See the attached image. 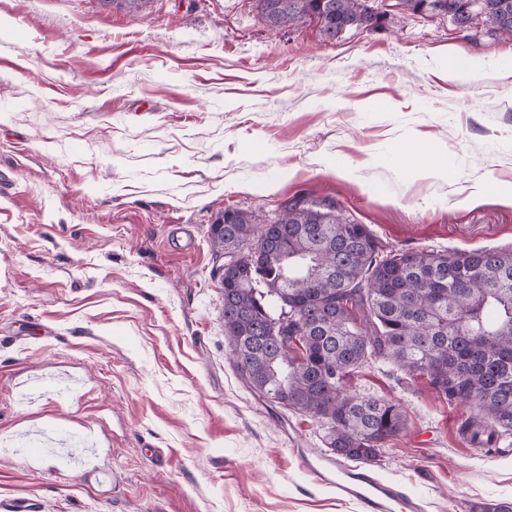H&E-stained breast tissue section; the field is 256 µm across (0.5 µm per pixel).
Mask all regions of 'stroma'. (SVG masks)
Here are the masks:
<instances>
[{"mask_svg": "<svg viewBox=\"0 0 512 512\" xmlns=\"http://www.w3.org/2000/svg\"><path fill=\"white\" fill-rule=\"evenodd\" d=\"M375 31L274 32L257 0H0V437L58 426L72 464L0 446V499L45 512H360L300 464L322 419L280 420L226 353L209 228L335 201L396 249L512 247V39L375 0ZM447 167L417 174L402 145ZM65 372L61 399L17 384ZM348 389L400 404L372 471L420 512L512 501V435L427 377L367 365ZM102 469L114 484L95 483Z\"/></svg>", "mask_w": 512, "mask_h": 512, "instance_id": "1", "label": "stroma"}]
</instances>
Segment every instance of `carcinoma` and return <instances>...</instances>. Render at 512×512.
Masks as SVG:
<instances>
[{
    "label": "carcinoma",
    "mask_w": 512,
    "mask_h": 512,
    "mask_svg": "<svg viewBox=\"0 0 512 512\" xmlns=\"http://www.w3.org/2000/svg\"><path fill=\"white\" fill-rule=\"evenodd\" d=\"M274 29L314 18L330 39L381 26L370 0H258ZM412 14L447 15L466 28L475 17L512 37V0H401ZM224 286L221 320L233 366L248 389L272 404L327 422L323 440L361 463L406 427L395 402L345 389L378 361L406 376L425 375L448 401L477 413L464 428L489 445L512 434V249L452 254L395 250L335 202L297 200L265 229L255 214L226 209L210 227L216 258L248 260ZM288 315L278 336L268 320Z\"/></svg>",
    "instance_id": "carcinoma-1"
}]
</instances>
